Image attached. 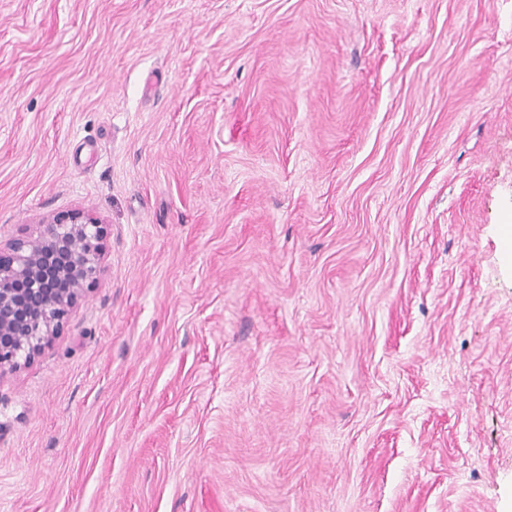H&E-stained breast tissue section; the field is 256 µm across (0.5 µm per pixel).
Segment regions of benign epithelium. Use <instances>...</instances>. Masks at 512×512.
<instances>
[{
  "label": "benign epithelium",
  "mask_w": 512,
  "mask_h": 512,
  "mask_svg": "<svg viewBox=\"0 0 512 512\" xmlns=\"http://www.w3.org/2000/svg\"><path fill=\"white\" fill-rule=\"evenodd\" d=\"M108 225L57 213L0 241V375L31 362L104 273Z\"/></svg>",
  "instance_id": "7a95c632"
}]
</instances>
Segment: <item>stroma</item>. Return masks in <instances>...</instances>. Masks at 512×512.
Instances as JSON below:
<instances>
[{"mask_svg":"<svg viewBox=\"0 0 512 512\" xmlns=\"http://www.w3.org/2000/svg\"><path fill=\"white\" fill-rule=\"evenodd\" d=\"M72 209L0 512H512V0H0V239Z\"/></svg>","mask_w":512,"mask_h":512,"instance_id":"35a3bbf8","label":"stroma"}]
</instances>
